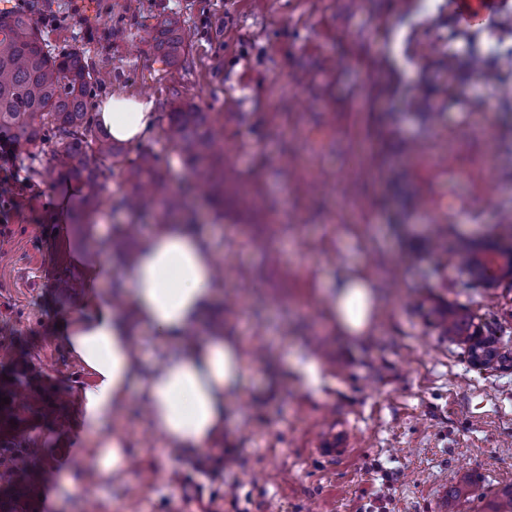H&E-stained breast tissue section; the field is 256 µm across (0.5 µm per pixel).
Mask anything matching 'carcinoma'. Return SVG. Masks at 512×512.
<instances>
[{
  "instance_id": "obj_1",
  "label": "carcinoma",
  "mask_w": 512,
  "mask_h": 512,
  "mask_svg": "<svg viewBox=\"0 0 512 512\" xmlns=\"http://www.w3.org/2000/svg\"><path fill=\"white\" fill-rule=\"evenodd\" d=\"M150 41L168 64L178 62L188 47L175 18L153 28ZM95 84L84 53L46 49L40 30L26 12L0 14V130L11 131L21 146L49 151L57 166L83 183L79 218L97 208L104 183L117 172L124 189L114 208L134 216L154 213L176 219L183 204L164 193L161 153L152 148L133 151L96 128L86 108ZM164 136L187 165L208 173L211 193L224 201V123L210 112L182 108L169 113ZM441 327L444 335L468 345L473 365L495 369L502 363L492 337L480 339L470 331L472 321L450 311ZM25 454L20 449L14 458H0V468L14 473L17 486L28 473ZM486 512H512V487L489 501Z\"/></svg>"
}]
</instances>
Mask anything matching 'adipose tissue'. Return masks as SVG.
Masks as SVG:
<instances>
[{
	"mask_svg": "<svg viewBox=\"0 0 512 512\" xmlns=\"http://www.w3.org/2000/svg\"><path fill=\"white\" fill-rule=\"evenodd\" d=\"M97 118L113 139L137 142L154 131L159 114L153 102L112 95ZM66 253L87 289L81 312L64 329L68 349L93 377L78 395L85 427L101 433L137 385L154 427L170 446L217 450L227 426L224 405L244 375L245 360L222 332L198 333L220 288L207 238L180 225H159L123 266L117 296L103 289L114 274L104 254L86 252L74 241ZM373 299L370 281L344 283L329 319L347 332L363 333L371 325ZM137 327L175 343V350L142 369L132 340Z\"/></svg>",
	"mask_w": 512,
	"mask_h": 512,
	"instance_id": "adipose-tissue-1",
	"label": "adipose tissue"
}]
</instances>
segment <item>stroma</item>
Returning <instances> with one entry per match:
<instances>
[{
  "mask_svg": "<svg viewBox=\"0 0 512 512\" xmlns=\"http://www.w3.org/2000/svg\"><path fill=\"white\" fill-rule=\"evenodd\" d=\"M0 0L27 7L49 49L83 50L104 81L96 110L117 93L153 100L160 117L190 105L224 115L237 149L226 170L272 203L263 214L223 207L203 174L184 168L160 133L145 146L168 161L167 189L184 226L206 236L224 266L222 297L200 327L237 340L247 363L231 392L220 455L168 447L140 388L112 416L133 463L120 476L98 467V435L77 414L91 376L59 335L79 309L78 275L58 243L51 195L68 176L50 153L16 147L21 199L0 249V348L31 367L0 381L41 388L25 401L20 442H39L36 470L55 469L85 494L46 512H482L512 486V280L493 288L468 266L481 245L512 249V94L476 77L478 60L512 83V9L461 25L454 0ZM67 14L59 25L44 14ZM179 18L193 46L158 62L148 27ZM497 186L488 207L467 208L471 170ZM108 178L98 232L67 228L84 248L116 258L115 224L153 232L156 215L112 208ZM364 277L375 292L372 330L347 333L328 317V294ZM489 327L503 363L470 362L466 344L442 335L448 310ZM321 366L316 387L302 369ZM333 419L357 437L334 463L314 451ZM463 485L467 493L451 496Z\"/></svg>",
  "mask_w": 512,
  "mask_h": 512,
  "instance_id": "obj_1",
  "label": "stroma"
}]
</instances>
